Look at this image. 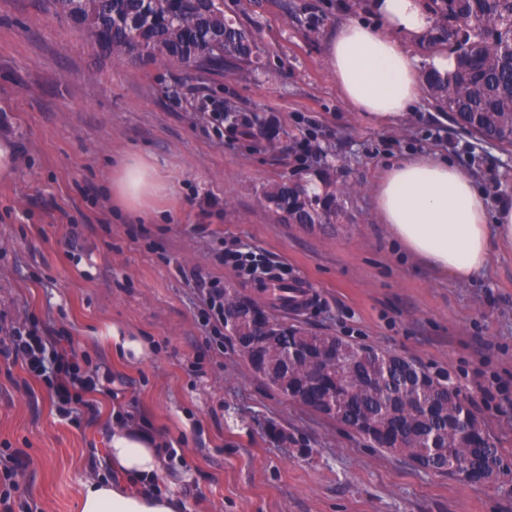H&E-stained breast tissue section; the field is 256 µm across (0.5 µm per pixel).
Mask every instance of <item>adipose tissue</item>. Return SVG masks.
Instances as JSON below:
<instances>
[{
    "instance_id": "1",
    "label": "adipose tissue",
    "mask_w": 512,
    "mask_h": 512,
    "mask_svg": "<svg viewBox=\"0 0 512 512\" xmlns=\"http://www.w3.org/2000/svg\"><path fill=\"white\" fill-rule=\"evenodd\" d=\"M376 24L341 21L325 48V61L343 98L378 122L401 117L418 100L429 71L447 73L444 53L426 59L407 54L402 39L422 40L434 20L420 0H373ZM165 189L158 170L131 157L113 180L116 198L132 213L149 210ZM376 211L403 249L460 283L487 265L493 240L512 239V206H492L474 178L433 156L390 162L375 191ZM158 435L139 427H116L107 461L112 481L87 482L77 512H185L176 494L149 489L165 470Z\"/></svg>"
}]
</instances>
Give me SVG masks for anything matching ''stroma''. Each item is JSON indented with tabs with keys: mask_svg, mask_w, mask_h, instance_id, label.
<instances>
[{
	"mask_svg": "<svg viewBox=\"0 0 512 512\" xmlns=\"http://www.w3.org/2000/svg\"><path fill=\"white\" fill-rule=\"evenodd\" d=\"M370 2L224 0L225 15L254 31L261 66L216 76L115 61L44 0H0V140L17 147L13 174L0 177V319L67 332L112 389L66 415L42 379L0 355L15 512H77L86 482L109 475L121 413L175 448L158 484L190 512H512V472L470 484L370 448L283 397L230 336L203 325L208 281L265 297L263 283L220 261L236 242L310 291L276 317L450 376L512 468V243H493L486 268L461 284L405 253L373 197L389 162L431 152L474 176L492 204H512V151L460 130L425 91L397 122L352 110L324 47L341 20L375 23ZM216 102L235 125L211 119ZM131 154L169 186L138 220L112 191ZM323 169L355 187L335 230L277 222L261 205L263 186ZM116 332L144 355L116 346ZM272 423L301 450L269 438Z\"/></svg>",
	"mask_w": 512,
	"mask_h": 512,
	"instance_id": "stroma-1",
	"label": "stroma"
}]
</instances>
